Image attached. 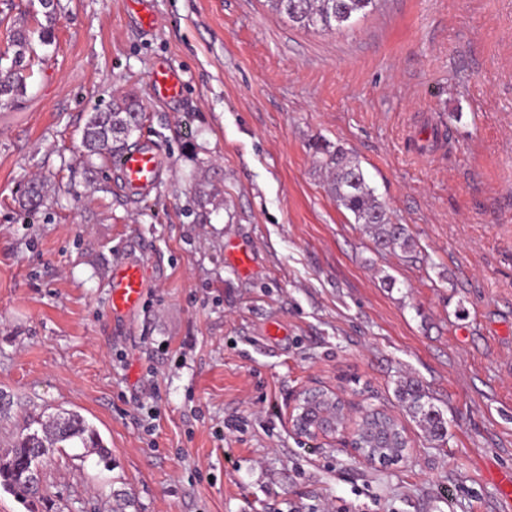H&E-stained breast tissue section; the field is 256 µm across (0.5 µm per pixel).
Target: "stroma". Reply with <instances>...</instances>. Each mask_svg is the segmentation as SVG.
<instances>
[{"label": "stroma", "instance_id": "obj_1", "mask_svg": "<svg viewBox=\"0 0 512 512\" xmlns=\"http://www.w3.org/2000/svg\"><path fill=\"white\" fill-rule=\"evenodd\" d=\"M26 95L0 104V448L27 416L74 411L112 455L56 450L36 512H501L512 473V0H382L303 30L266 0H60ZM0 0V51L42 19ZM184 99L150 94L153 65ZM131 94L167 166L143 201L84 176L94 107ZM358 162L413 251L339 207L315 143ZM41 182L36 212L18 203ZM251 246L234 271L227 242ZM150 268L112 316V266ZM422 385L430 439L395 396ZM321 383L359 418L393 414L410 452L369 464L299 443L288 413ZM152 96L160 101H177L184 91L179 72L164 62L156 63L149 74ZM395 392L407 416L424 427L431 437L437 440L445 438L448 422L442 412L429 401L418 381L409 379L400 383Z\"/></svg>", "mask_w": 512, "mask_h": 512}]
</instances>
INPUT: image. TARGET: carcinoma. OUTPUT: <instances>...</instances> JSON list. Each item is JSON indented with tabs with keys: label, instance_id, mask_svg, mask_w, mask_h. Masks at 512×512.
<instances>
[{
	"label": "carcinoma",
	"instance_id": "carcinoma-1",
	"mask_svg": "<svg viewBox=\"0 0 512 512\" xmlns=\"http://www.w3.org/2000/svg\"><path fill=\"white\" fill-rule=\"evenodd\" d=\"M271 8L301 28L322 31L352 27L358 16L377 8L380 0H268ZM46 23L37 24L29 31L18 28L11 36V53L0 54V103L8 104L21 98L30 77L31 61L35 53L33 41L42 46L55 42V0H40ZM142 103L133 97H123L112 104L96 107L88 116L82 130V146L89 162V173L96 166L93 159L105 164L127 150L126 140L141 124ZM316 150L326 155V165L332 173V190L336 201L353 214L355 223L366 225L376 244L383 248L395 245L404 251L413 250V237L402 224L390 222L384 204L368 185L361 166L341 148L331 151L322 145ZM396 396L407 416L424 427L431 437L442 440L447 435L448 422L433 403L426 400L419 382L409 379L398 385ZM362 441L367 451L387 460L404 455L405 427L388 414H367L359 423ZM79 443L94 451L102 461L110 457V450L93 426L84 417L73 412H62L45 418L28 419L25 434L11 447L0 450V487L30 506L42 497V488L29 485L31 461L41 456V450L63 448L68 443Z\"/></svg>",
	"mask_w": 512,
	"mask_h": 512
}]
</instances>
